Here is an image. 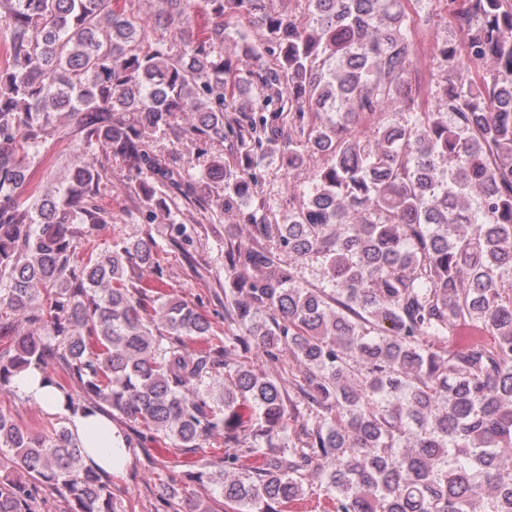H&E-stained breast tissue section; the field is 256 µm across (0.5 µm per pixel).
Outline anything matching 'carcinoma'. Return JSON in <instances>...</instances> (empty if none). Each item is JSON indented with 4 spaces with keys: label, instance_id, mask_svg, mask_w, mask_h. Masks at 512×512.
<instances>
[{
    "label": "carcinoma",
    "instance_id": "cac0c4a2",
    "mask_svg": "<svg viewBox=\"0 0 512 512\" xmlns=\"http://www.w3.org/2000/svg\"><path fill=\"white\" fill-rule=\"evenodd\" d=\"M168 2L174 42L147 49L149 19L112 0H0V392L35 369L67 409L118 414L176 448L224 434L218 464L203 457L178 480L160 463L163 512H210L190 484L225 512H278L312 467L335 512H512V0H463L467 29L442 49L426 112L401 0H305L302 18L272 0H204L200 34L190 0ZM242 16L266 29L274 65L224 55ZM245 79L267 93L260 113L238 98ZM325 108L338 119L313 123ZM178 130L229 142L207 178L224 182L215 205L252 227L249 243L224 240V318L241 335L218 343L205 313L160 291L152 238L78 252L112 223L98 198L114 160L150 207L166 186L200 200L209 183L155 152ZM305 133L326 160L279 215L260 199L257 157L292 169ZM58 140L84 160L42 192L35 159ZM307 259L331 289L301 283ZM134 268L147 276L132 282ZM15 319L32 328L15 333ZM458 322L493 342L448 349ZM289 357L302 370L286 377ZM240 397L257 410L248 433ZM301 407L311 422L292 435ZM44 489L64 492L67 512H121L66 420L47 439L0 412V512H33Z\"/></svg>",
    "mask_w": 512,
    "mask_h": 512
}]
</instances>
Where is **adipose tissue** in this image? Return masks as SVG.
Here are the masks:
<instances>
[{"instance_id": "obj_1", "label": "adipose tissue", "mask_w": 512, "mask_h": 512, "mask_svg": "<svg viewBox=\"0 0 512 512\" xmlns=\"http://www.w3.org/2000/svg\"><path fill=\"white\" fill-rule=\"evenodd\" d=\"M36 371L21 373L16 383L23 396L40 405L44 410L65 413L66 425L74 442L85 451V462L106 474L120 471L129 459L125 436L103 415L84 416L78 411H65L58 391L42 384Z\"/></svg>"}]
</instances>
